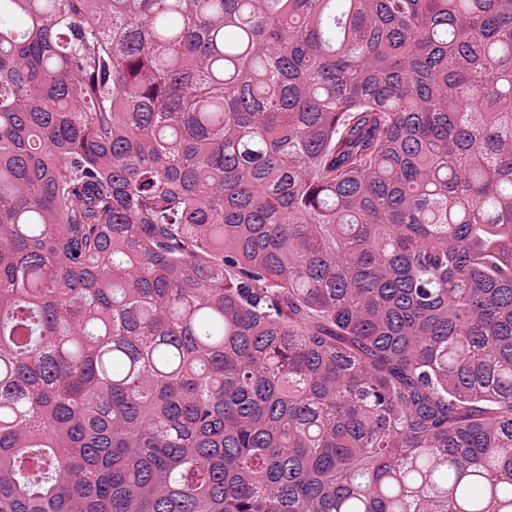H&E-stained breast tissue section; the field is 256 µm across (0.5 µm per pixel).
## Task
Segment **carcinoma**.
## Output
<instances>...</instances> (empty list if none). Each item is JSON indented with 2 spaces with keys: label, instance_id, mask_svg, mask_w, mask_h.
Returning a JSON list of instances; mask_svg holds the SVG:
<instances>
[{
  "label": "carcinoma",
  "instance_id": "carcinoma-1",
  "mask_svg": "<svg viewBox=\"0 0 512 512\" xmlns=\"http://www.w3.org/2000/svg\"><path fill=\"white\" fill-rule=\"evenodd\" d=\"M0 512H512V0H0Z\"/></svg>",
  "mask_w": 512,
  "mask_h": 512
}]
</instances>
